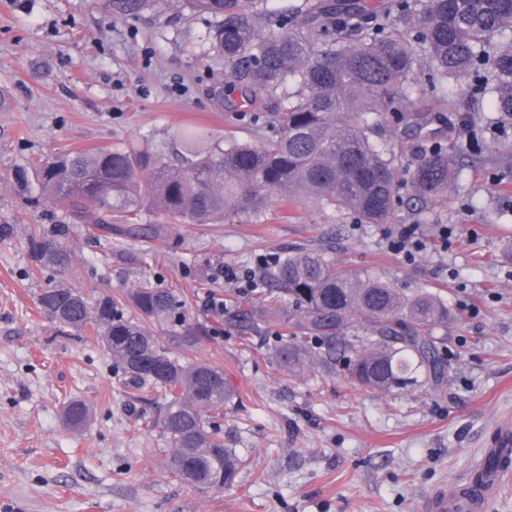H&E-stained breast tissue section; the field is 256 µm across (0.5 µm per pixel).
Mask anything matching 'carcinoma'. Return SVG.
<instances>
[{"label": "carcinoma", "instance_id": "carcinoma-1", "mask_svg": "<svg viewBox=\"0 0 512 512\" xmlns=\"http://www.w3.org/2000/svg\"><path fill=\"white\" fill-rule=\"evenodd\" d=\"M265 2L106 0L116 17L171 8L207 16L210 46L229 66L231 86L254 99L285 83L291 92L271 137L221 143L203 127H184L187 153L178 166L147 143L37 160L42 192L72 223L108 232L125 224L132 236L160 237L164 223L138 224L134 197L174 221L222 224L231 213L259 216L278 193L311 196L366 224H385L395 193L394 157L370 138L371 122L383 111L396 115V135L425 143L411 184L420 201L436 202L448 192L455 152L446 144L447 122L432 111H409L423 66L433 85L472 80V95L489 96L501 121L512 123V0H390L381 11L367 0H305L296 24L286 13L267 11ZM65 234L64 224L50 233L34 227L35 260L69 267L71 253L60 241ZM264 281L263 305L244 302L241 318L254 329L256 315H271L288 329L272 351L286 374L309 366L375 392L418 387L420 370L436 381L444 377L439 347L447 337L436 335V327L448 321V307L433 295L407 297L376 275L339 269L323 246L274 258ZM126 299L138 318L126 317L108 294L90 296L64 284L44 289L38 306L60 327L91 328L130 385H150L168 397L160 427L172 444L171 473L199 489L233 483L240 460L211 422L224 415L230 398L224 372L172 355L146 328L166 322L170 342L196 343L200 331L185 327L170 289L143 284ZM65 413L75 427L88 418L78 401Z\"/></svg>", "mask_w": 512, "mask_h": 512}]
</instances>
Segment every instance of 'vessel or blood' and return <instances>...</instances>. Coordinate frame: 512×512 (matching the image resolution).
Segmentation results:
<instances>
[{"label": "vessel or blood", "mask_w": 512, "mask_h": 512, "mask_svg": "<svg viewBox=\"0 0 512 512\" xmlns=\"http://www.w3.org/2000/svg\"><path fill=\"white\" fill-rule=\"evenodd\" d=\"M483 457H502L501 467L475 469L464 481L441 485L423 494L417 512H491L502 486L512 479V419L497 422L487 442Z\"/></svg>", "instance_id": "1"}]
</instances>
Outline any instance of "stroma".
<instances>
[{"mask_svg":"<svg viewBox=\"0 0 512 512\" xmlns=\"http://www.w3.org/2000/svg\"><path fill=\"white\" fill-rule=\"evenodd\" d=\"M207 31L201 16L115 17L103 0H0V512H416L427 490L467 475L512 415V130L467 81L448 83L468 125L455 130L464 149L447 196L413 195L421 142L402 139L389 223L277 195L258 217L176 223L158 238L69 224L62 272L30 252L32 227L68 224L37 182L15 178L38 158L149 143L175 163L188 120L250 141L258 117L285 107L280 93L222 98ZM403 227L424 245L412 261L388 246ZM316 244L338 268L443 301V381L381 393L282 373L270 355L280 325L248 333L238 321L245 275L260 257ZM59 282L90 294L147 282L184 301L187 324L204 330L191 356L231 390L224 445L248 461L232 486L200 490L168 471L164 397L130 386L90 330L61 331L41 313L39 294ZM209 296L223 309L207 308ZM75 400L90 410L80 429L64 416Z\"/></svg>","mask_w":512,"mask_h":512,"instance_id":"stroma-1","label":"stroma"}]
</instances>
